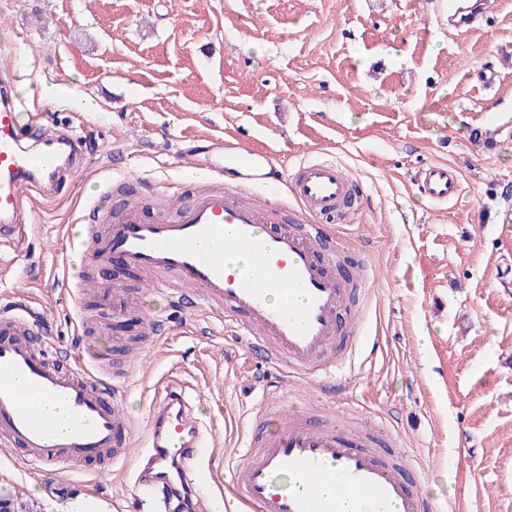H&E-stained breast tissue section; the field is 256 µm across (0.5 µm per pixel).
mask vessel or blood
I'll return each instance as SVG.
<instances>
[{"instance_id": "vessel-or-blood-1", "label": "vessel or blood", "mask_w": 512, "mask_h": 512, "mask_svg": "<svg viewBox=\"0 0 512 512\" xmlns=\"http://www.w3.org/2000/svg\"><path fill=\"white\" fill-rule=\"evenodd\" d=\"M42 115L24 124L9 95L0 96V242L19 244L34 232L24 221L30 188L53 190L63 169L81 153L78 140L48 141ZM270 151L225 139L202 187L177 217L165 206L129 205L100 224H88L75 248L79 259L100 267L115 264L138 272L175 273L201 292L202 309L222 315L236 334L266 345L270 362H287L289 376L327 377L351 330L340 319L347 283L336 257L321 251L323 218L346 208L355 187L336 162L300 163L289 180L292 197L308 221L279 223L276 207L242 203L244 191H262L274 169ZM461 191L458 170L433 165L421 192L429 200H453ZM96 304L123 312L121 288L95 292ZM35 317L25 301L0 309V446L32 465L126 463L135 442L134 423L111 396L106 373L84 362L66 369L39 350ZM65 410L52 424L45 404ZM372 421L358 433L285 418L278 433H246L248 451L228 485L247 512H436L420 490V465L406 450L382 453L375 437L389 435ZM191 406L167 392L159 406L137 482L144 494L136 512H169L176 485L193 484L200 466L222 488V471L206 449L216 447Z\"/></svg>"}]
</instances>
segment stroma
<instances>
[{
    "label": "stroma",
    "instance_id": "1",
    "mask_svg": "<svg viewBox=\"0 0 512 512\" xmlns=\"http://www.w3.org/2000/svg\"><path fill=\"white\" fill-rule=\"evenodd\" d=\"M483 2L464 34L449 30L446 0H0V74L84 144L75 177L52 198L28 196L37 235L0 244V305L30 300L56 366L105 358L138 442L161 379L187 384L224 480L272 394L266 432L319 405L381 419L418 456L439 512H512V0ZM81 98L97 111L76 108ZM229 136L288 171L336 161L359 190L357 212L332 225L346 269L369 263L366 343L335 393L280 381L261 347L200 313L191 288L170 306L140 293L145 274L99 269L167 320L156 339L136 319L77 307L73 277L48 276L101 182L146 180L149 203L190 198L195 163ZM442 163L462 191L434 203L416 175ZM136 467L34 470L0 449V491L28 512L92 495L101 512H130Z\"/></svg>",
    "mask_w": 512,
    "mask_h": 512
}]
</instances>
